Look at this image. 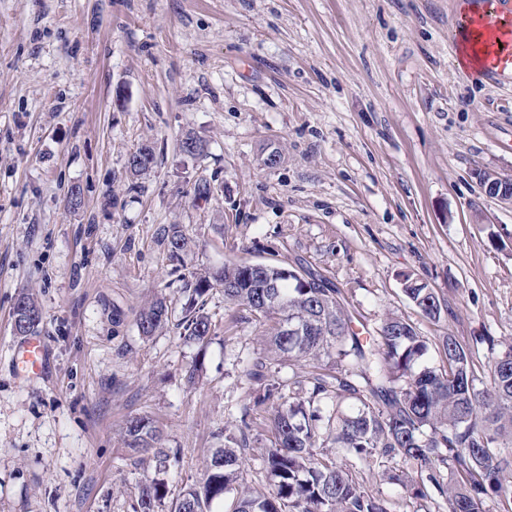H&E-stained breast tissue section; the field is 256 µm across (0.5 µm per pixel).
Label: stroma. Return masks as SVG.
I'll use <instances>...</instances> for the list:
<instances>
[{
    "mask_svg": "<svg viewBox=\"0 0 512 512\" xmlns=\"http://www.w3.org/2000/svg\"><path fill=\"white\" fill-rule=\"evenodd\" d=\"M463 0H0V512H132L154 478L125 444L150 418L177 453L162 512L199 481L256 386L266 327L222 288L215 334L186 342L190 275L227 263L302 267L340 289L355 329L411 323L441 364L452 335L485 376L512 345V82L461 68ZM122 104H114L115 93ZM204 155L180 149L186 135ZM156 163L132 179L129 156ZM280 159L268 165L270 152ZM82 203L71 208V191ZM189 239L171 262L162 234ZM413 279L441 300L425 316ZM43 309V376L13 362L20 292ZM166 297L145 338L136 314ZM198 365L195 386L184 379ZM266 413L241 448L238 490L268 491ZM402 459L363 485L390 502ZM479 182L484 190V192L491 196L497 198L501 203L509 204L512 203V180L505 181L504 178H501L497 175H493V177H486L483 173L480 172L477 175ZM404 292L407 297L428 317L436 319L441 314L439 297L416 281L406 279ZM169 318V306L164 298H155L145 304L136 316L139 334L145 338L161 331Z\"/></svg>",
    "mask_w": 512,
    "mask_h": 512,
    "instance_id": "35a3bbf8",
    "label": "stroma"
}]
</instances>
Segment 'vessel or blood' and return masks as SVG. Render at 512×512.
<instances>
[{
    "label": "vessel or blood",
    "mask_w": 512,
    "mask_h": 512,
    "mask_svg": "<svg viewBox=\"0 0 512 512\" xmlns=\"http://www.w3.org/2000/svg\"><path fill=\"white\" fill-rule=\"evenodd\" d=\"M457 52L476 51L484 73L503 82L512 81V0H477L467 20ZM16 367L26 379L44 372L46 348L31 334L15 346Z\"/></svg>",
    "instance_id": "b4317fda"
}]
</instances>
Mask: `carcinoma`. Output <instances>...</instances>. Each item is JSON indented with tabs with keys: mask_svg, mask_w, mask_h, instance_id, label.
I'll list each match as a JSON object with an SVG mask.
<instances>
[{
	"mask_svg": "<svg viewBox=\"0 0 512 512\" xmlns=\"http://www.w3.org/2000/svg\"><path fill=\"white\" fill-rule=\"evenodd\" d=\"M165 241L169 258L179 260L188 245L185 235L173 227L165 231ZM217 285L224 288L225 302L244 307L260 325L272 323L274 354L327 360L325 371L310 378L306 399L298 402L272 379L267 359L246 365L245 376L259 386L254 406L271 412L274 446L261 458L270 490L237 494L228 512H393L388 500L363 488L359 475L371 462L397 456L411 463L412 473L391 479L438 510L444 504L448 512H484L487 498L512 494L502 483L512 472V346L492 358L489 384L480 387L470 356L454 337L442 340V367L424 366L428 345L404 319L390 316L376 333L363 336L340 289L327 279L281 264L251 269L244 262L194 275L181 321L186 341L204 344L214 336L204 301ZM404 292L426 316H440V299L426 286L408 279ZM13 318L18 333L28 334L38 327L42 310L21 293ZM168 318L166 300H151L136 316L139 334L156 335ZM347 398L356 406L345 412L341 404ZM325 436L354 464L317 454ZM127 437L128 447L152 452L156 472L176 462L158 446L161 436L149 419L131 420ZM224 441L202 480L183 488L174 512H211L214 501L236 490L237 437L226 435ZM166 493L160 480L145 481L133 512H158Z\"/></svg>",
	"mask_w": 512,
	"mask_h": 512,
	"instance_id": "1",
	"label": "carcinoma"
}]
</instances>
